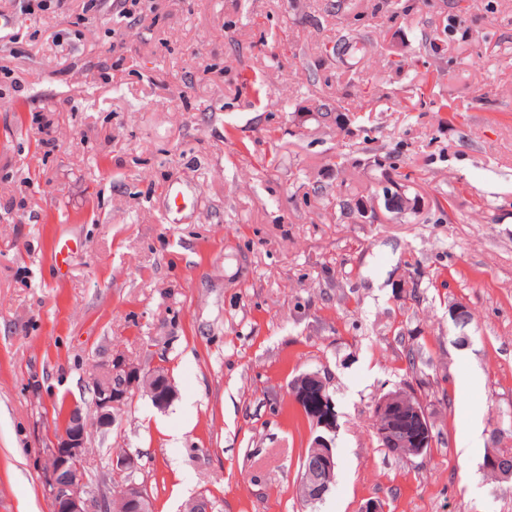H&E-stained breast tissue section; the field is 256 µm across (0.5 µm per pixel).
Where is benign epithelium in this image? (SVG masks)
<instances>
[{
  "label": "benign epithelium",
  "mask_w": 512,
  "mask_h": 512,
  "mask_svg": "<svg viewBox=\"0 0 512 512\" xmlns=\"http://www.w3.org/2000/svg\"><path fill=\"white\" fill-rule=\"evenodd\" d=\"M376 199L383 200L389 213L405 211L404 189L387 184L378 189ZM471 309L467 302H448V317L460 330L454 343L468 346L472 336L467 332ZM105 378L93 388L95 425L99 430L117 423V409L133 398L139 382L146 383L145 394L154 406L164 410L175 397L174 384L160 367L148 369L123 357L113 358L104 368ZM166 380L164 394H158L154 383ZM329 376L320 369H311L294 376L288 384L291 398L306 403L311 409L308 445L311 451L303 457L304 466L297 493L306 504L323 500L331 488L336 470L333 448L338 427L335 403L329 393ZM372 434L381 448H390L401 458L424 457L428 449L438 446V420L424 404L413 382H403L378 397L372 404ZM82 408L73 404L60 431L54 433L49 445L44 489L52 504V512H153V504L145 488L134 479L143 469L142 456L125 453L112 459V473L126 477L123 494L117 504L110 496H92L85 490L86 448L91 427Z\"/></svg>",
  "instance_id": "benign-epithelium-1"
}]
</instances>
